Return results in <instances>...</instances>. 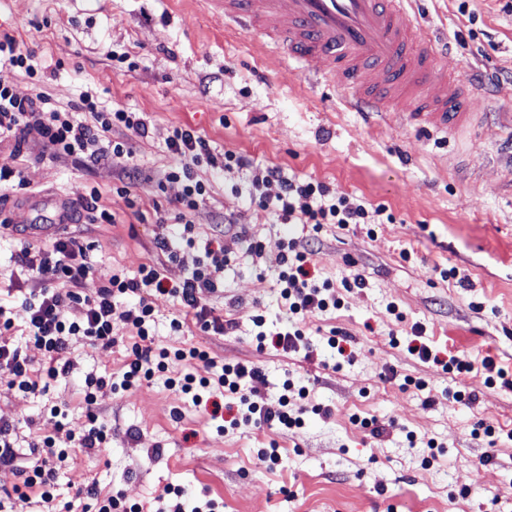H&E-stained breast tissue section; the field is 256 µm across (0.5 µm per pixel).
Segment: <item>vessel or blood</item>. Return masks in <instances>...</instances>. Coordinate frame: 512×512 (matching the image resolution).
<instances>
[{
  "mask_svg": "<svg viewBox=\"0 0 512 512\" xmlns=\"http://www.w3.org/2000/svg\"><path fill=\"white\" fill-rule=\"evenodd\" d=\"M224 21L267 38L288 60L324 61L350 107L390 106L419 127L453 134L479 117L482 98L462 76L439 89L446 49L419 27L411 0H220Z\"/></svg>",
  "mask_w": 512,
  "mask_h": 512,
  "instance_id": "1",
  "label": "vessel or blood"
}]
</instances>
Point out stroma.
Returning <instances> with one entry per match:
<instances>
[{
    "label": "stroma",
    "mask_w": 512,
    "mask_h": 512,
    "mask_svg": "<svg viewBox=\"0 0 512 512\" xmlns=\"http://www.w3.org/2000/svg\"><path fill=\"white\" fill-rule=\"evenodd\" d=\"M505 3L413 0L418 22L448 42L444 77L479 69L497 78L476 129L449 136L411 124L404 112L365 121L333 81L307 83L271 44L225 27L210 0H0V34L33 49L45 67L41 81L18 78L17 95L43 91L64 108L87 91L143 113L148 125L143 138L123 128L111 134L132 141L142 173L127 200L112 192L120 166L42 159L33 143L19 155L13 140L0 141V166L22 168L26 181L0 195V215L29 223L35 245L59 236L93 244L100 273L85 283L89 295L110 274L156 265L167 288L153 298L158 344L201 346L223 362L260 367L263 377L251 388L269 402L293 379L322 408L295 430L224 429L232 411L213 419L211 409L160 377L130 391L103 390L98 407L112 419V446L64 463L62 501L94 481L146 505L165 486L179 485L216 499L221 512H512V387L487 385L481 365L490 356L512 369V133L499 123L500 114L512 113V12ZM182 124L204 135L215 154L231 150L250 161L218 173L202 167L212 187L191 215L199 240L216 239L231 260L223 288L209 297L215 314L235 324L224 336L194 324L180 335L169 328L180 309L169 290L189 276L198 255L185 248L171 262L156 245L160 237L178 241L181 231L157 217L170 213L182 191L165 179L177 162L166 142ZM273 164L386 212L370 228L327 224L316 234L278 223L249 197L253 177ZM85 186L98 191L115 223H59ZM252 237L262 243L260 255L247 250ZM291 239L310 241L312 280L329 282L342 301L301 322L314 346L308 359L255 343L258 330L288 327L277 280ZM15 249L13 229L0 227V303L12 307L32 287L12 260ZM451 268L456 277L442 278ZM357 275L364 287L344 286ZM133 305L130 298L116 303L112 347L73 343L72 371L41 399L0 380V421L14 425L23 462L35 460L31 441L54 433L52 406L71 424L82 420L88 375L120 381L131 346L122 317ZM259 312L261 328L252 322ZM335 331L348 334L351 362L337 363L328 347ZM417 339L441 360L471 362L472 372L456 377L421 362L407 351ZM407 376L427 380V389L401 388ZM459 385L471 402L449 397ZM359 416L375 420L380 435L360 428ZM481 423L501 436L474 435ZM431 439L441 452L430 453ZM272 444L281 459L268 469L256 453Z\"/></svg>",
    "instance_id": "obj_1"
}]
</instances>
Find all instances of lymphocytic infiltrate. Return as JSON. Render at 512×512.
Instances as JSON below:
<instances>
[{
    "label": "lymphocytic infiltrate",
    "mask_w": 512,
    "mask_h": 512,
    "mask_svg": "<svg viewBox=\"0 0 512 512\" xmlns=\"http://www.w3.org/2000/svg\"><path fill=\"white\" fill-rule=\"evenodd\" d=\"M22 75L31 79L38 77L34 53L22 50L14 36L0 34V139H14L20 146L34 140L41 146L42 157H71L87 165L108 162L118 165L132 158L130 143L111 140L110 133L113 128L122 127L144 135L147 123L140 113L105 107L86 93L66 109L58 108L42 91L22 98L13 91L15 80ZM86 112L91 115L87 121L82 118ZM167 149L177 157L178 163L170 168L166 178L182 185V193L176 200L175 219L183 226V241L192 248L198 244L190 216L210 188L198 173L200 164L223 170L246 167L248 161L233 151L216 155L209 141L187 125L174 127ZM272 183L279 187L273 210L281 223L308 224L317 232L325 224L343 228L371 221L364 205L350 203L344 197L329 200V189L324 183L287 177L277 166L266 167L255 175L252 186L257 189ZM201 245L203 257L196 260L191 274L173 291L183 312L171 319L170 328L181 332L186 318L191 317L202 331L221 335L228 326L223 317L215 315L208 307L207 297L217 291L219 275L230 260L212 241ZM92 250V244L72 238L55 239L37 250L28 241H21L14 262L35 284L21 303L25 340L41 351L42 366L32 369L23 345L0 344V374L6 377L9 386L36 397L46 395L52 381L70 373L73 362L68 354L74 339H86L103 346L115 343V303L132 297L136 304L125 321L135 341L124 365L122 380L117 384L121 390L140 387L161 374L167 387L177 389L197 404L215 388L223 390L225 396L238 398L243 423L276 425L284 429L302 427V416L307 411L305 402L309 397L306 386L285 380L278 403L272 406L256 393L244 390L248 381L261 378L259 367L223 362L199 346L169 348L156 344L151 332L155 311L152 297L165 290L158 268L144 265L133 275L110 274L95 294H85L86 279L98 271ZM307 262L306 250L296 241H288L281 258L280 295L294 317L341 304L330 284L320 285L310 278ZM65 303L77 310L74 318L67 322L58 316L59 307ZM174 362L203 363L211 369L212 375L208 378H198L190 372L169 375V366ZM111 385H114L112 379L106 375L86 377L84 421L77 428L60 429L33 440L31 446L37 454L34 465L20 463L15 429L11 424L0 423V465L14 467L19 478L12 493L0 497V506L16 500L29 501L31 492L35 491L39 494L42 512H60L56 491L63 463L75 450L106 448L112 443V422L97 411L99 393ZM165 492L173 496V503H160L148 511L142 504L128 503L120 491L100 498L93 482L78 490L79 496L95 501L96 512H216L215 502L187 501V493L181 488L169 486Z\"/></svg>",
    "instance_id": "obj_1"
}]
</instances>
